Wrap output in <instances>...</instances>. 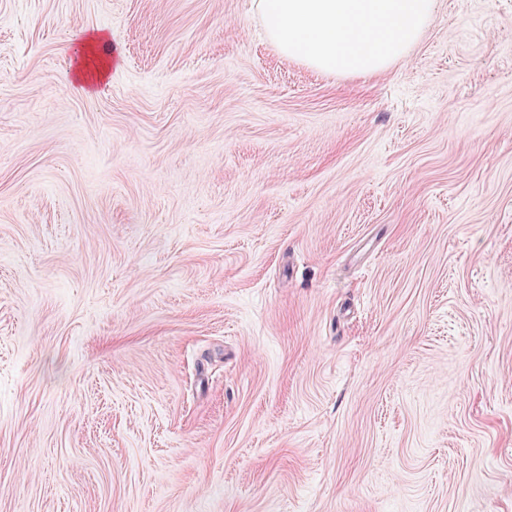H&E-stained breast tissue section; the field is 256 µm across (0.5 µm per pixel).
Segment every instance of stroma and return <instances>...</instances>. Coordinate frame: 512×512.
Listing matches in <instances>:
<instances>
[{"mask_svg": "<svg viewBox=\"0 0 512 512\" xmlns=\"http://www.w3.org/2000/svg\"><path fill=\"white\" fill-rule=\"evenodd\" d=\"M0 512H512V0H0ZM89 53L99 60V65L95 66L94 70L89 68ZM80 55L78 80L85 85L94 83L95 79L99 81L108 66L107 62H110V57H112L110 41L103 35L89 36L81 42Z\"/></svg>", "mask_w": 512, "mask_h": 512, "instance_id": "1", "label": "stroma"}]
</instances>
